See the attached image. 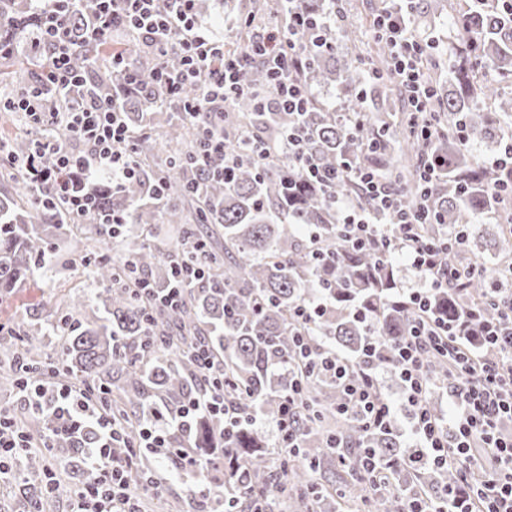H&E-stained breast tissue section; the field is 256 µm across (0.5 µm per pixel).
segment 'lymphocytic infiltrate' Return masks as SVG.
<instances>
[{
    "label": "lymphocytic infiltrate",
    "instance_id": "lymphocytic-infiltrate-1",
    "mask_svg": "<svg viewBox=\"0 0 512 512\" xmlns=\"http://www.w3.org/2000/svg\"><path fill=\"white\" fill-rule=\"evenodd\" d=\"M287 2V23L262 26L246 57L226 52L223 36L199 23L195 0H95L93 19L85 26L83 39L102 46L111 44L118 32L138 37L156 60L152 80L165 89L172 102L181 101L187 82L199 83V98L186 104L191 114L214 113L230 105L246 90L243 72L249 60L260 61L267 68L269 86L258 104L287 113L288 135L279 148L271 149L245 132L241 135L243 147L263 164L289 158L310 182L324 188L343 179L346 171H353L360 196L337 202L338 224L355 244L379 247L390 254L402 252L415 275L416 286L408 291L415 326L391 351L394 369L402 378L400 402L381 394L374 369L381 357L376 344H369L362 356L352 360L329 349L313 352L305 339H297V357L292 364L297 378L273 426L277 446L295 447L294 413L302 380L318 368L343 380L342 412L357 414L368 429L389 426L398 413L407 412L422 454L436 466H457L459 482L441 504L417 496L410 500L407 512H512V434L505 432L512 424V299L488 293V301L500 306L502 314L486 328L478 358L450 350V342L463 335L467 325L448 322L436 314L430 296L434 289L457 282L461 273L443 262L439 245L421 238L420 225L432 221L428 207L422 204L407 209L390 179L360 161L350 163L348 170L333 171L313 164L307 154L308 133L300 122L302 112L312 104L302 78L308 63L307 37L311 31L321 30L325 21L311 16L301 0ZM67 14L61 0H51L50 8L42 11L38 30L29 40L33 51L47 55L46 80L21 90L16 99L0 101V112L19 111L30 123L49 127V134L35 142L24 167L33 183L46 190L54 209L77 219L92 207L91 198L78 185L79 177L104 174L117 186L134 178L141 163L133 149L135 135L120 105L90 95L72 67L73 35ZM373 28L376 37L390 48V77L405 90L422 137H432L436 129L427 118L432 91L422 78L426 43L412 34L398 6L383 8ZM173 52L180 56L176 68L167 64ZM56 98L66 101V111H53ZM76 142L81 145L77 151L72 148ZM429 353L451 356L456 366L448 378L453 411L445 422L429 404L435 387L425 369L424 357ZM196 359L213 391L210 402L193 398L164 424L144 421L135 444L123 442L111 400L88 387L65 386L57 392L52 411L64 430L77 431L91 410L99 431L98 445L87 451L88 476L72 495L70 512H139L141 496L157 491L152 482H132L141 449L167 447L168 428H186L204 410L232 419L224 401L223 373L206 349H198Z\"/></svg>",
    "mask_w": 512,
    "mask_h": 512
}]
</instances>
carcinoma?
I'll use <instances>...</instances> for the list:
<instances>
[{"label": "carcinoma", "mask_w": 512, "mask_h": 512, "mask_svg": "<svg viewBox=\"0 0 512 512\" xmlns=\"http://www.w3.org/2000/svg\"><path fill=\"white\" fill-rule=\"evenodd\" d=\"M93 0H82L70 15L76 51L74 68L86 76L85 89L102 99H115L133 125L159 128L155 136L134 141L136 155L144 160L166 156L165 169L147 167L122 187L109 179L91 177L84 191L97 201L96 210L79 220L100 224L104 217L123 214L127 224L117 236L122 257L90 249L89 240L73 234L72 221L44 205L46 192L36 187L21 166L38 133L24 129L5 144L0 163V305L18 290L43 280L51 259L62 249L80 258L86 277L96 285L91 295L69 296L65 311L51 314L33 309L21 321L0 327V352L13 359L9 368L14 383H21L20 365L48 371L81 386L112 396L127 439H138L140 425L164 408L172 412L205 392L202 373L193 351L204 343L224 364V381L232 393L240 424L224 438V418L205 411L187 430L175 431L169 445L191 456L224 461V498H212L202 508L219 512L238 497V512L248 502L239 496L249 485L272 499L288 495L302 501L306 512H317L351 488L364 494L368 512H406L411 497L430 488L446 490L457 484L455 467L436 469L416 448L402 440L400 423L365 430L353 415L337 410L336 381L316 373L307 379L299 407L300 447L286 451L287 477L271 469L266 455L268 439L257 417L277 418L290 380L288 362L294 356L293 338L302 334L312 347L330 348L342 356L357 357L372 340L389 353L414 325L408 298L399 291L392 259L345 239L337 224L332 199L353 195L358 187L348 177L324 193L302 183L293 163L260 167L251 155L237 150L243 128L258 131L265 144L279 142L288 128V113L262 112L257 99L242 96L224 112V150L239 155L231 179L213 174L224 167V156L197 161V140L205 115L174 111L160 86L151 81L152 64L142 46L89 45L82 41L85 17ZM43 4L35 0H0V74L12 82L32 84V68L42 60L24 53L19 36L35 28ZM306 7L324 17L336 16V0H306ZM448 14L454 33L442 81L433 57H428L425 77L435 90L431 121L453 131L459 120L472 134L491 141L501 152L512 138V97L501 84L512 81V0H410L409 17L421 20ZM343 37L354 49L364 48L371 66L361 82L362 95L350 102L349 112L338 116L325 105L312 103L304 114L311 156L324 168H339L357 158L394 177L406 204L421 202L419 169L431 159H444L448 174L432 186L429 205L434 223L422 226L424 238L444 242L462 231L466 248L512 254V237L503 224H476L487 211L502 206L489 184L495 175L475 164L457 149L451 137L423 141L411 134L407 102L402 90L384 78L389 67L387 46L370 43L365 32L344 25ZM124 59L137 81L117 87L107 67L113 56ZM305 81L312 94L350 79L352 58L324 53L310 46ZM256 91L268 87L265 70L256 65L244 75ZM398 108L401 124L387 121L386 113ZM214 224L224 230V254L197 234L195 225ZM308 227L319 242L311 244L298 234ZM203 245L209 258L208 273L183 289L182 304L171 309L140 299L128 281L126 261L139 274H147L154 292L161 295L176 282V264L191 261L195 247ZM492 288L512 292V275L498 263L482 266L481 273L464 285L440 289L431 296L435 311L455 320L467 308L484 301ZM323 297L327 308L310 325L293 319L301 302ZM499 308L481 307L462 338L477 349L480 322L495 319ZM54 336L59 350L47 354L42 337ZM431 375L448 379L443 357L427 355ZM52 397L45 395L40 408L28 411L22 428L69 453L63 477L45 474L41 459L19 448L3 484L19 486L35 502L70 490L71 475L84 465L87 448L97 444L94 424L72 435L59 430L52 415ZM375 454L389 486L370 493L362 480L365 451Z\"/></svg>", "instance_id": "obj_1"}]
</instances>
